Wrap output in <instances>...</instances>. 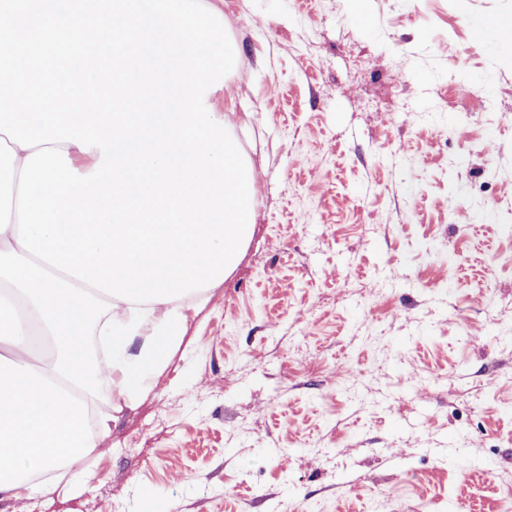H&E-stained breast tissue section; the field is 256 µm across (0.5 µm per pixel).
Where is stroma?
<instances>
[{"label":"stroma","instance_id":"1","mask_svg":"<svg viewBox=\"0 0 512 512\" xmlns=\"http://www.w3.org/2000/svg\"><path fill=\"white\" fill-rule=\"evenodd\" d=\"M209 2L257 221L89 484L0 512H512V0Z\"/></svg>","mask_w":512,"mask_h":512}]
</instances>
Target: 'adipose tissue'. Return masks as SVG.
Returning a JSON list of instances; mask_svg holds the SVG:
<instances>
[{
    "instance_id": "1",
    "label": "adipose tissue",
    "mask_w": 512,
    "mask_h": 512,
    "mask_svg": "<svg viewBox=\"0 0 512 512\" xmlns=\"http://www.w3.org/2000/svg\"><path fill=\"white\" fill-rule=\"evenodd\" d=\"M26 150L0 134V501L32 499L74 480L76 465L107 438L165 366L188 313L205 292L170 303L129 304L105 297L102 309L67 273L17 242L18 182ZM101 352L95 372L112 383V405L93 409L86 378L85 327Z\"/></svg>"
}]
</instances>
